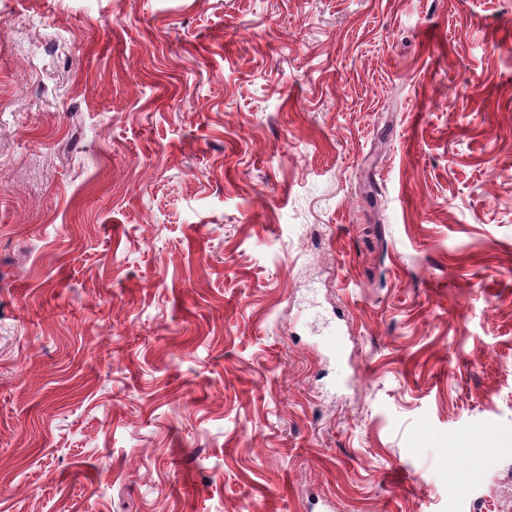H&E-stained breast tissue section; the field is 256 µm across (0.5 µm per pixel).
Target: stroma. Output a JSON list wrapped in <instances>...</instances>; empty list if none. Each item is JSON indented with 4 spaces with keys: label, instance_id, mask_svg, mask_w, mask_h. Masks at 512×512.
Returning <instances> with one entry per match:
<instances>
[{
    "label": "stroma",
    "instance_id": "obj_1",
    "mask_svg": "<svg viewBox=\"0 0 512 512\" xmlns=\"http://www.w3.org/2000/svg\"><path fill=\"white\" fill-rule=\"evenodd\" d=\"M326 500L512 512V0H0V512Z\"/></svg>",
    "mask_w": 512,
    "mask_h": 512
}]
</instances>
